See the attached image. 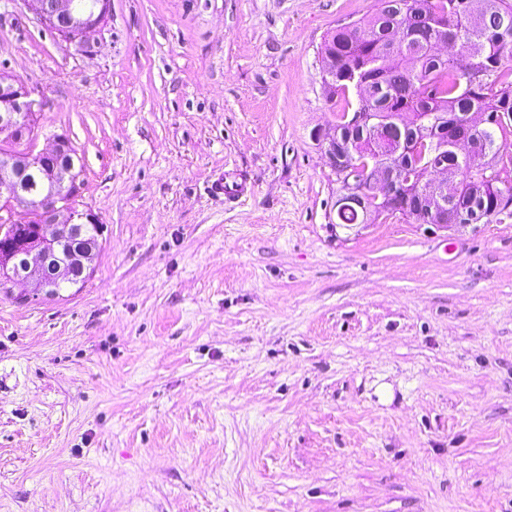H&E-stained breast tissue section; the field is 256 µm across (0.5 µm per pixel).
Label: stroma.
<instances>
[{"mask_svg":"<svg viewBox=\"0 0 512 512\" xmlns=\"http://www.w3.org/2000/svg\"><path fill=\"white\" fill-rule=\"evenodd\" d=\"M375 3L111 0L80 48L0 0L104 227L0 291V512H512V222L337 221L321 48Z\"/></svg>","mask_w":512,"mask_h":512,"instance_id":"35a3bbf8","label":"stroma"}]
</instances>
